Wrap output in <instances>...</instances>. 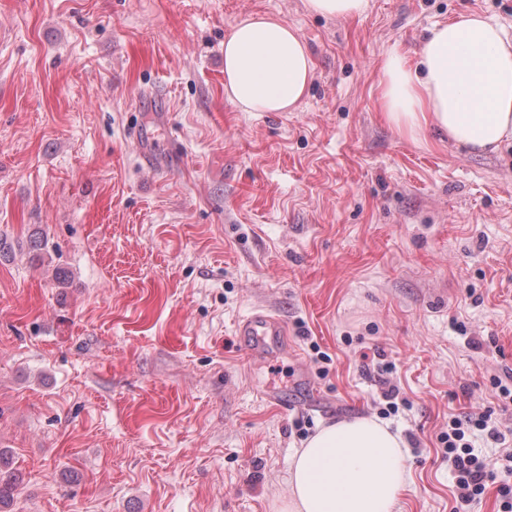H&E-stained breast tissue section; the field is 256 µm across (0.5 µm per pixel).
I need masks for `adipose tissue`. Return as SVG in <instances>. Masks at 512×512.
Wrapping results in <instances>:
<instances>
[{
	"instance_id": "1",
	"label": "adipose tissue",
	"mask_w": 512,
	"mask_h": 512,
	"mask_svg": "<svg viewBox=\"0 0 512 512\" xmlns=\"http://www.w3.org/2000/svg\"><path fill=\"white\" fill-rule=\"evenodd\" d=\"M313 78L298 30L255 14L224 40V91L244 112H290ZM379 105L400 135L434 129L483 153L512 139V35L471 12L435 27L416 61L386 56ZM406 481L405 443L387 424L357 417L319 428L300 448L277 512H394Z\"/></svg>"
}]
</instances>
